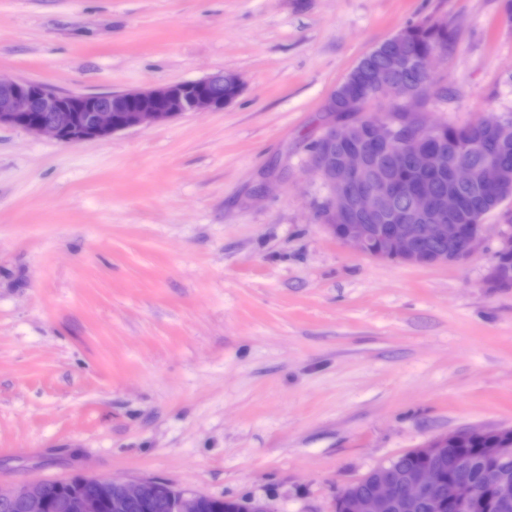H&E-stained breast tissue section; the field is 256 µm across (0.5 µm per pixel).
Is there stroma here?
<instances>
[{
    "label": "stroma",
    "mask_w": 512,
    "mask_h": 512,
    "mask_svg": "<svg viewBox=\"0 0 512 512\" xmlns=\"http://www.w3.org/2000/svg\"><path fill=\"white\" fill-rule=\"evenodd\" d=\"M456 40L428 118L512 112L502 0H0V75L102 94L224 71V110L66 145L0 128V486L82 470L332 512L373 468L512 426L500 225L413 266L338 241L309 147L361 57ZM506 225V224H503ZM500 232L499 246L497 249L498 254H511L510 256L498 257L496 254L495 262H497L501 269L511 272L512 280V230L511 227ZM498 264H493L487 275V285L491 288H498L501 284L507 283L502 279L501 272ZM508 284V283H507Z\"/></svg>",
    "instance_id": "1"
}]
</instances>
